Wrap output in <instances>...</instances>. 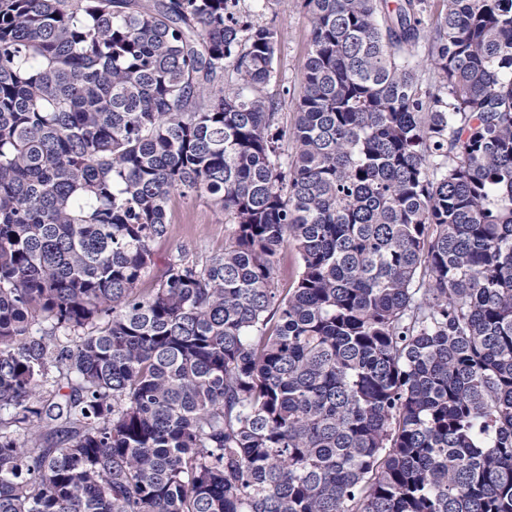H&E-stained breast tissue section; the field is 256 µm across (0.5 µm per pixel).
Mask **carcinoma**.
I'll use <instances>...</instances> for the list:
<instances>
[{"mask_svg": "<svg viewBox=\"0 0 512 512\" xmlns=\"http://www.w3.org/2000/svg\"><path fill=\"white\" fill-rule=\"evenodd\" d=\"M240 3L0 0V512H512V0ZM295 0H281L277 6L276 24L283 31L277 47V82L271 83L267 92L279 101L278 123L289 127L295 120V99L307 59L310 27L305 15L295 7ZM286 89L289 93L286 94ZM294 93V95H293ZM169 215L168 234L153 245L154 263L142 281V288L154 287L172 255L185 251L205 261L229 243L224 213L205 193L189 199L173 198ZM276 276L279 287H288V276L295 273L299 267V258L292 247L288 245L279 252L275 262Z\"/></svg>", "mask_w": 512, "mask_h": 512, "instance_id": "carcinoma-1", "label": "carcinoma"}]
</instances>
